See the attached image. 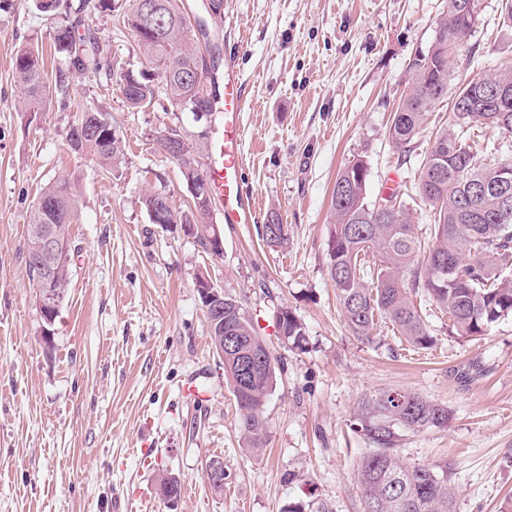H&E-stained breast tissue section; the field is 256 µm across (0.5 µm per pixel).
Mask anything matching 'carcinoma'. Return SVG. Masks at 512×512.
<instances>
[{
	"instance_id": "carcinoma-1",
	"label": "carcinoma",
	"mask_w": 512,
	"mask_h": 512,
	"mask_svg": "<svg viewBox=\"0 0 512 512\" xmlns=\"http://www.w3.org/2000/svg\"><path fill=\"white\" fill-rule=\"evenodd\" d=\"M160 9L140 8V0H36V9L51 20L55 53L68 69L90 70L112 79L103 65L105 49L96 33H78L83 16L98 13L117 17L134 35L143 69L119 75V90L132 108L150 105L161 94L185 109L212 116L219 95L216 77L206 82L202 52L194 46L192 23L184 0H158ZM482 12V0H448L447 13L436 24L427 50L416 52L408 64L410 79L393 113L388 136L401 162L411 160L414 139L426 112L448 94L449 64L471 36ZM14 74L24 89L22 106L28 120L43 112L53 97L63 103L69 85L63 72L48 80L39 50L20 46L14 51ZM160 83H154L155 79ZM452 124L435 133L431 148L419 162L418 196L432 208L429 239L411 224L401 186L372 200L368 196L370 170L358 159L337 175L331 196L333 230L327 243L328 275L346 325L363 342L374 337L379 322L392 326L401 339L416 348L434 343L428 315L415 302L419 295L448 314L451 333L482 336L500 319L512 315V159L491 161L468 143V130L488 127L512 133V66L473 78L459 86L452 99ZM78 122L94 129L89 137L67 134L71 149L95 160L105 170L120 162L122 149L106 112L87 110ZM175 144L186 150L196 167L182 174L188 183L206 177L199 147L171 130ZM193 208L178 213L162 190L143 197L147 212L163 224H196L198 241L209 249L205 230L210 223L212 195L191 194ZM397 206L383 219L386 204ZM77 195L71 179L49 184L32 206V224H51L65 239L77 221ZM278 233L264 238L270 248L288 245L290 229L280 217L271 219ZM26 264L36 290L59 289L68 295L71 251L52 270L26 249ZM280 335L300 341L304 326L286 310L276 315ZM264 356L254 372L245 374L249 354ZM224 378L238 410V428L245 449L257 453L266 446L265 401L276 384L275 359L266 350L242 304L224 295ZM361 428L374 448L358 465V481L365 512H454L455 488L448 467L406 465L393 452L398 431L418 432L448 424V410L417 393L389 390L364 398L358 405ZM159 481L163 500L180 496L181 484L164 474Z\"/></svg>"
}]
</instances>
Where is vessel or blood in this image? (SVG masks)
<instances>
[{
    "label": "vessel or blood",
    "instance_id": "vessel-or-blood-1",
    "mask_svg": "<svg viewBox=\"0 0 512 512\" xmlns=\"http://www.w3.org/2000/svg\"><path fill=\"white\" fill-rule=\"evenodd\" d=\"M246 91L241 71L234 65H225L224 91L216 107L224 121L216 140V159L208 168L207 175L214 189V202L223 206L224 219L229 224H246L252 217L253 196L242 182V141L239 133Z\"/></svg>",
    "mask_w": 512,
    "mask_h": 512
}]
</instances>
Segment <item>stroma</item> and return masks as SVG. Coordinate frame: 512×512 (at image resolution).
Instances as JSON below:
<instances>
[{"mask_svg":"<svg viewBox=\"0 0 512 512\" xmlns=\"http://www.w3.org/2000/svg\"><path fill=\"white\" fill-rule=\"evenodd\" d=\"M501 0H483L472 36L452 58V86L512 63V24ZM196 45L231 53L247 84L241 115L245 179L255 219L213 221L224 240L212 256L187 226L151 223L142 204L162 190L177 210L191 201L157 139L176 129L201 150L209 119L160 99L131 108L117 83L69 71L70 104L47 103L38 122L22 109L13 51L55 56L35 0L0 5V512H364L357 476L371 448L356 420L360 400L408 390L448 409V424L399 436L404 463L447 465L457 512H500L512 498V316L464 338L433 311L430 349L399 342L379 324L373 343L352 336L327 271L330 204L338 173L362 159L369 197L388 179L412 184L388 138L390 116L416 50L434 37L447 0H224ZM114 72L141 67L134 38L114 17L85 16ZM109 113L124 156L104 172L73 153L67 134L87 109ZM75 184L69 294L44 340L26 267L31 207L59 176ZM278 212L291 234L269 248L262 226ZM205 273L236 297L276 359L264 406L261 456L240 441L224 365L195 288ZM304 324L302 345L275 316ZM204 391L188 400L183 388ZM224 461L223 490L205 466ZM181 481L175 509L154 492L159 475ZM276 325L280 335L285 336L284 338L287 337L288 340L291 339L294 342H299L303 336H305L303 324L290 311H278L276 315Z\"/></svg>","mask_w":512,"mask_h":512,"instance_id":"obj_1","label":"stroma"}]
</instances>
